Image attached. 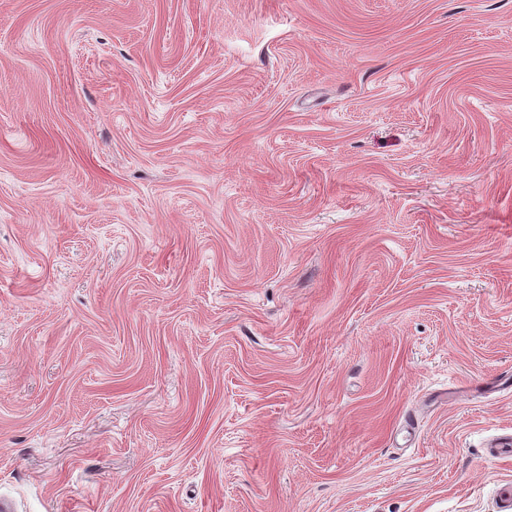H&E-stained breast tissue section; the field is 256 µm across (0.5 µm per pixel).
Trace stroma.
<instances>
[{"instance_id":"35a3bbf8","label":"stroma","mask_w":512,"mask_h":512,"mask_svg":"<svg viewBox=\"0 0 512 512\" xmlns=\"http://www.w3.org/2000/svg\"><path fill=\"white\" fill-rule=\"evenodd\" d=\"M512 0H0V506L498 512Z\"/></svg>"}]
</instances>
